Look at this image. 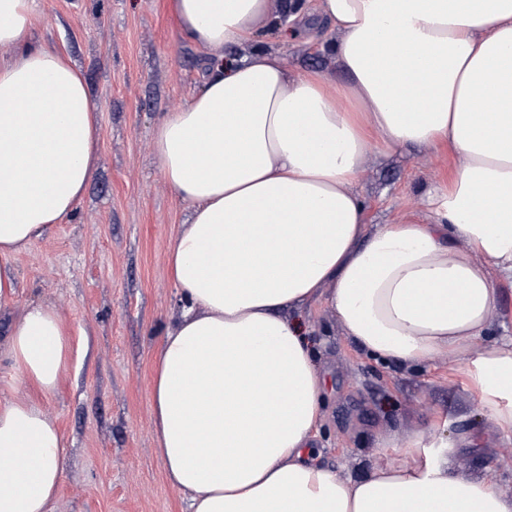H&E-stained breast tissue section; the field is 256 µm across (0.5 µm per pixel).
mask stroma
Listing matches in <instances>:
<instances>
[{
  "label": "stroma",
  "instance_id": "obj_1",
  "mask_svg": "<svg viewBox=\"0 0 512 512\" xmlns=\"http://www.w3.org/2000/svg\"><path fill=\"white\" fill-rule=\"evenodd\" d=\"M39 9L33 38L71 57L100 112L97 168L72 220L16 256L20 288L8 313L15 321L46 301L72 333L69 365L42 399L63 436L55 512H186L155 451L150 382L162 334L181 312L167 255L190 206L169 187L152 130L201 89L211 54L178 36L168 0H39ZM337 38L322 18L314 29L264 28L225 52L260 45L293 73L341 81L328 51ZM459 162L448 149L370 153L358 185L367 223H436L429 198L447 188ZM301 320L329 390L320 464L355 478L386 461L402 464L400 448L379 447V437L418 430L425 444H454L456 472L512 488V435L483 415L466 362H376L343 336L323 300L304 307Z\"/></svg>",
  "mask_w": 512,
  "mask_h": 512
}]
</instances>
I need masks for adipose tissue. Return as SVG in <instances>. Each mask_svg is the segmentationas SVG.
Masks as SVG:
<instances>
[{
    "mask_svg": "<svg viewBox=\"0 0 512 512\" xmlns=\"http://www.w3.org/2000/svg\"><path fill=\"white\" fill-rule=\"evenodd\" d=\"M177 33L212 51L203 89L165 113L154 152L191 205L168 254L182 303L154 361L167 482L190 512H512V490L454 471L451 447L392 432L402 465L361 478L313 462L327 380L295 318L327 298L344 336L386 364H468L484 413L512 434V336H493L495 276L512 278V0H319L344 73L290 75L278 54L224 49L272 0H171ZM37 0H0V306L17 253L70 221L96 167L81 71L35 45ZM449 147L460 164L434 224L371 226L370 152ZM0 512H54L63 440L41 398L72 353L48 302L0 347ZM34 389L13 395V379Z\"/></svg>",
    "mask_w": 512,
    "mask_h": 512,
    "instance_id": "obj_1",
    "label": "adipose tissue"
}]
</instances>
